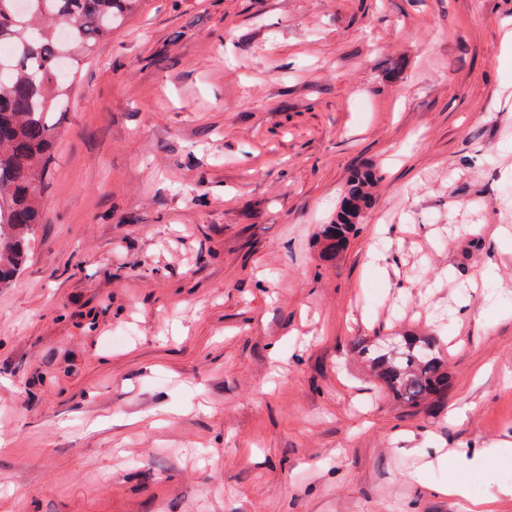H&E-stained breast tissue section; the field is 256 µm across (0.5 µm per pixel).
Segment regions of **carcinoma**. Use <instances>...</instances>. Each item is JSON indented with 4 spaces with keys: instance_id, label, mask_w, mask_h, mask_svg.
I'll return each instance as SVG.
<instances>
[{
    "instance_id": "obj_1",
    "label": "carcinoma",
    "mask_w": 512,
    "mask_h": 512,
    "mask_svg": "<svg viewBox=\"0 0 512 512\" xmlns=\"http://www.w3.org/2000/svg\"><path fill=\"white\" fill-rule=\"evenodd\" d=\"M138 0H30L18 17L0 0V287L19 274L34 226L42 218V184L79 61L137 7ZM379 172L356 171L335 218L324 225L321 250L332 260L371 207ZM376 376L399 399L418 405L448 387V366L431 336H404L391 353L362 349Z\"/></svg>"
}]
</instances>
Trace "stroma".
I'll list each match as a JSON object with an SVG mask.
<instances>
[{
	"label": "stroma",
	"instance_id": "obj_1",
	"mask_svg": "<svg viewBox=\"0 0 512 512\" xmlns=\"http://www.w3.org/2000/svg\"><path fill=\"white\" fill-rule=\"evenodd\" d=\"M509 32L512 0H142L97 42L0 288V512H512ZM403 336L440 397L355 351ZM379 172L372 168L357 170L347 183L335 218L331 224H325L321 233V250L324 258L332 260L341 253L336 240L346 244L355 224H361L367 210L371 207L373 192L380 181ZM344 247V248H345ZM362 354L377 378L404 403L418 405L448 387V366L435 352L431 336H403L395 355L376 344L365 346Z\"/></svg>",
	"mask_w": 512,
	"mask_h": 512
}]
</instances>
